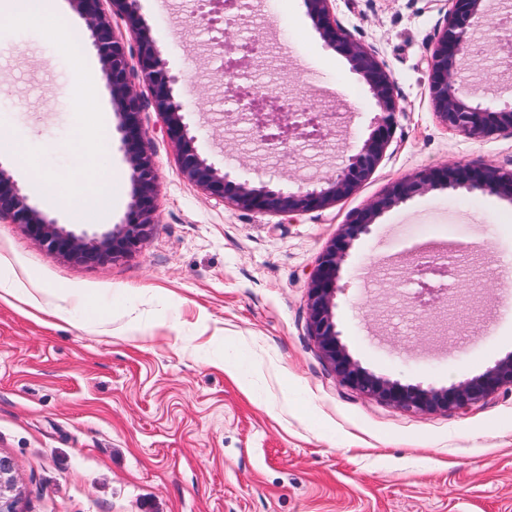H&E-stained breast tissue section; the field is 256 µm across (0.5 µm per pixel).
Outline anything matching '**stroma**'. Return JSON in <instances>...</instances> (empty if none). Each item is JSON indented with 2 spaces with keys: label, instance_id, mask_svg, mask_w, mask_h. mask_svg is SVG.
<instances>
[{
  "label": "stroma",
  "instance_id": "1",
  "mask_svg": "<svg viewBox=\"0 0 512 512\" xmlns=\"http://www.w3.org/2000/svg\"><path fill=\"white\" fill-rule=\"evenodd\" d=\"M263 36L251 79L284 107L334 112L327 140L268 150L230 122V80L213 32L189 0H138L196 137L233 178L277 189L317 179L356 154L377 113L345 55L328 47L304 0H253ZM337 22L395 81L396 132L350 196L287 219L199 189L137 62L140 120L158 171L156 224L133 253L90 266L49 252L0 219V455L14 463L22 512H512V388L465 413H410L343 386L309 333L308 282L351 214L398 181L448 164L512 169V135L447 129L428 91L429 47L445 0H335ZM512 14L494 12L464 65L486 96L512 82L501 49ZM69 64L44 36L0 32V134L40 140L55 172L75 168ZM110 209L81 224L0 157L41 210L69 230L122 222L133 186L108 91ZM453 244L456 290L426 305L407 278L430 244ZM512 203L432 189L377 218L344 266L336 321L350 354L377 374L447 386L512 353Z\"/></svg>",
  "mask_w": 512,
  "mask_h": 512
}]
</instances>
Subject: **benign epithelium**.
<instances>
[{"mask_svg":"<svg viewBox=\"0 0 512 512\" xmlns=\"http://www.w3.org/2000/svg\"><path fill=\"white\" fill-rule=\"evenodd\" d=\"M123 15L135 41L138 63L157 111L166 119L165 133L179 148L182 173L197 186L222 200L256 212L292 217L325 208L350 195L371 174L393 137L392 116L399 110L394 97V80L378 61L375 52L354 41L336 23L334 0H305L323 40L339 49L349 60L375 99L379 112L358 153L345 158L336 171L316 180L294 181L286 188L272 189L248 181L235 183L230 175L203 159L194 147L195 136L185 122L184 104L176 94L179 78L165 69V61L154 41L140 35L137 0H70L73 11L85 21L101 58L113 108L120 123L117 130L125 148L133 185L126 219L113 227L89 233L76 232L58 224L36 205L29 203L22 188L0 164V218L23 226L26 233L49 251L85 263H104L134 252L151 233L156 211L157 170L149 152V138L139 120V96L128 79L127 46L116 35L104 2ZM444 24L439 28L428 58V90L434 111L447 128L470 138H485L501 132L512 134V87L501 88L490 101L479 99L462 77V64L470 54L472 36L488 19V0H448ZM262 43V33L252 32L249 41H224L225 72L245 78L251 58ZM238 108L250 114L260 141L275 150L287 141L292 129L310 126L309 136L325 139L336 124L334 112L283 111L279 101L261 94L252 84L238 85ZM448 188L467 193H491L512 201V170L467 164L444 165L414 180L396 183L383 198L353 213L333 244L322 255L310 275L308 305L310 331L331 361L338 381L353 390L407 412L438 410L466 412L503 387H512V354L496 360L478 375L449 386H425L401 382L362 367L341 340L336 324V299L344 262L354 242L371 233L376 219L386 210L404 203L428 189ZM415 273L448 275L447 258L424 254ZM21 491L17 489L10 458L0 455V512H21Z\"/></svg>","mask_w":512,"mask_h":512,"instance_id":"7a95c632","label":"benign epithelium"}]
</instances>
